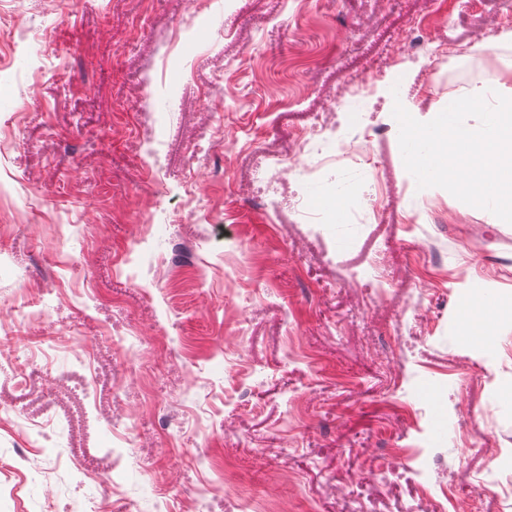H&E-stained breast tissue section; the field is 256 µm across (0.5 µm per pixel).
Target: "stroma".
Wrapping results in <instances>:
<instances>
[{"mask_svg": "<svg viewBox=\"0 0 512 512\" xmlns=\"http://www.w3.org/2000/svg\"><path fill=\"white\" fill-rule=\"evenodd\" d=\"M501 0H0V324L64 343L54 373L0 351V512H512V325L467 341L463 296L512 298V224L403 164L382 74L429 121L467 71L512 88ZM434 71L402 54L410 21ZM368 144L365 223L309 224L277 175L315 117ZM44 319L18 321L21 302ZM89 356L86 371L73 355ZM61 431L25 459L26 418ZM94 482L52 468L70 444ZM30 479L21 493L7 479ZM117 481L112 500L97 487ZM378 99L375 101L370 89L352 85L345 92L339 105L352 112H368L376 106Z\"/></svg>", "mask_w": 512, "mask_h": 512, "instance_id": "35a3bbf8", "label": "stroma"}]
</instances>
